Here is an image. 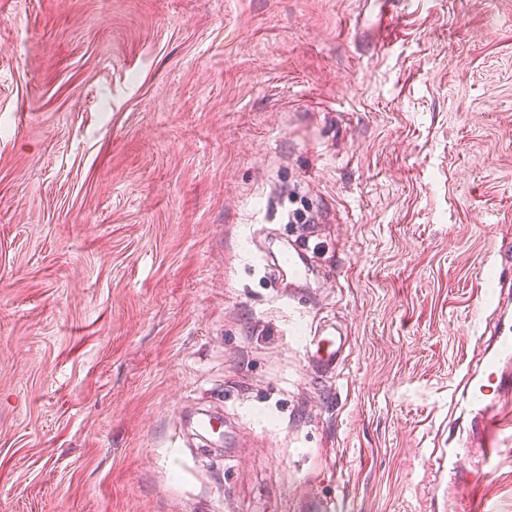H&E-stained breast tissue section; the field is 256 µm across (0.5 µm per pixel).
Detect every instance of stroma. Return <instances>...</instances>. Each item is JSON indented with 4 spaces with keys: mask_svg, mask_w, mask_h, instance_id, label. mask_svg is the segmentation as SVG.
Returning <instances> with one entry per match:
<instances>
[{
    "mask_svg": "<svg viewBox=\"0 0 512 512\" xmlns=\"http://www.w3.org/2000/svg\"><path fill=\"white\" fill-rule=\"evenodd\" d=\"M385 13L0 0V512H435L512 226V0ZM480 494L512 512V442ZM286 254H288V259L285 256ZM266 260L270 274L275 279L284 276L296 280L304 278L306 265L302 248L293 246L292 248L280 250L278 254L269 252ZM348 334L334 323L316 322L302 337L308 366L321 376L339 374L344 368ZM295 512H337V499L319 494L305 495L297 502Z\"/></svg>",
    "mask_w": 512,
    "mask_h": 512,
    "instance_id": "1",
    "label": "stroma"
}]
</instances>
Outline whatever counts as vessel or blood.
Here are the masks:
<instances>
[{"instance_id":"1","label":"vessel or blood","mask_w":512,"mask_h":512,"mask_svg":"<svg viewBox=\"0 0 512 512\" xmlns=\"http://www.w3.org/2000/svg\"><path fill=\"white\" fill-rule=\"evenodd\" d=\"M267 266L274 278L284 276L299 280L305 274L304 251L289 248L287 253H269ZM493 355L487 359L481 376L466 373L463 394L469 395L471 404H481L489 396H498L505 385L512 384V377L505 376L501 364L512 359V322L497 316L492 325L484 329ZM305 357L312 371L332 376L343 369L346 362L347 334L333 323L316 322L302 338ZM512 432V409H489L484 412L472 429L468 440L459 442L448 456V470L455 478V491L465 512H487L482 499L476 498L479 484L491 475L502 453V436ZM477 445L482 453L481 471H473L467 465L468 448ZM296 512H337V500L319 494H309L299 499Z\"/></svg>"}]
</instances>
